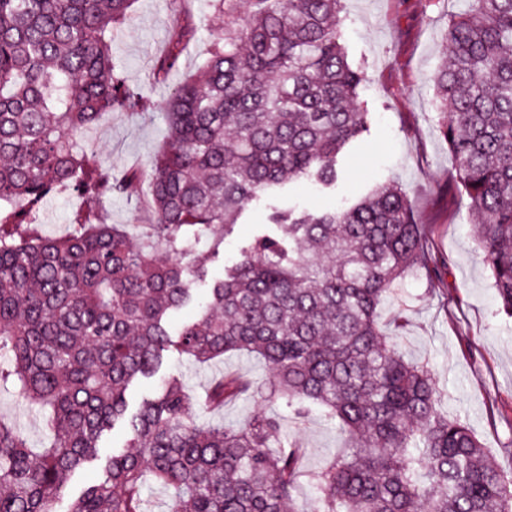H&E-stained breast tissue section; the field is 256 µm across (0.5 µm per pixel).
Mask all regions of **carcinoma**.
Wrapping results in <instances>:
<instances>
[{"label": "carcinoma", "instance_id": "cac0c4a2", "mask_svg": "<svg viewBox=\"0 0 512 512\" xmlns=\"http://www.w3.org/2000/svg\"><path fill=\"white\" fill-rule=\"evenodd\" d=\"M135 0H0V385L46 418L50 442L29 446L0 419V512H55L71 476L105 459L68 512H296L303 449L259 414L241 428L198 411L258 391L235 372L201 397L181 377L128 412L134 381L174 349L207 365L252 354L298 418L321 409L352 441L312 475L313 512H512V473L498 469L458 417L442 411L431 369L406 360L378 319L395 281L433 279L439 263L401 185L319 213L275 211L277 235L210 281L196 321L171 331L196 300L211 254L259 196L303 178L336 184L338 156L368 127L366 68L342 41V0H208L224 23L207 57L165 100V145L149 175L153 219L109 224L79 212L69 232L31 218L60 188L123 195L142 178L91 176L76 135L115 110L138 113L112 57V29ZM448 19V63L431 77L439 132L455 164L501 309L512 315V0H462ZM197 27L178 23L150 80L168 83ZM163 247L168 256L158 254ZM128 426L127 450L101 455Z\"/></svg>", "mask_w": 512, "mask_h": 512}]
</instances>
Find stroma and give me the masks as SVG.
<instances>
[{"label": "stroma", "instance_id": "stroma-1", "mask_svg": "<svg viewBox=\"0 0 512 512\" xmlns=\"http://www.w3.org/2000/svg\"><path fill=\"white\" fill-rule=\"evenodd\" d=\"M460 7L459 0H345L344 40L351 60L363 63L370 75L360 93L370 113L367 132L348 150L335 187L301 180L253 201L226 237L223 253L210 258L208 270L210 276L221 277L257 237L275 233V226L267 222L272 211L328 210L356 202L376 185H402L420 223L427 225L430 248L445 269L434 280L406 275L398 299L381 306L380 319L391 324L407 360L429 363L446 392V409L464 418L496 465L510 473L512 452L502 450L501 444L512 435V317L499 308L476 245L467 197L437 193L451 181L453 160L439 132L440 112L429 77L448 56V17ZM176 8L175 0H136L131 19L114 34V58L148 108L133 116L112 112L85 137L87 153L112 175L122 174L131 163L150 170L167 136L161 115L166 91L151 85L147 74L165 52ZM191 9L198 35L172 76L176 83L197 71L210 43L221 34L206 20V0H193ZM147 192L143 181L126 196L52 195L41 210L42 230L50 236L64 235L80 208L101 212L110 224L149 223L150 211L133 204L134 197ZM163 369L180 374L197 394L226 371L260 384L270 376L265 364L251 355H229L204 366L171 356ZM260 412L278 416L282 434L304 448L307 473L323 467L344 446L336 423L317 413L295 418L268 397L229 404L219 419L240 426ZM0 415L14 420L31 445L45 444L43 414L14 390L0 392Z\"/></svg>", "mask_w": 512, "mask_h": 512}]
</instances>
